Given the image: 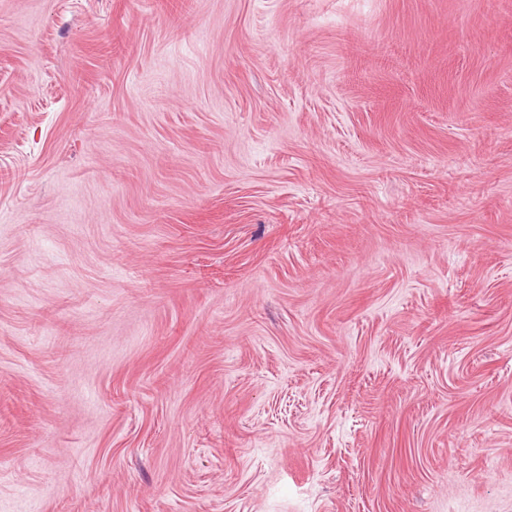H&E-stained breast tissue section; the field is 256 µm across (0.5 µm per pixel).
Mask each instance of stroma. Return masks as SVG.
Instances as JSON below:
<instances>
[{
  "instance_id": "obj_1",
  "label": "stroma",
  "mask_w": 512,
  "mask_h": 512,
  "mask_svg": "<svg viewBox=\"0 0 512 512\" xmlns=\"http://www.w3.org/2000/svg\"><path fill=\"white\" fill-rule=\"evenodd\" d=\"M0 512H512V0H0Z\"/></svg>"
}]
</instances>
